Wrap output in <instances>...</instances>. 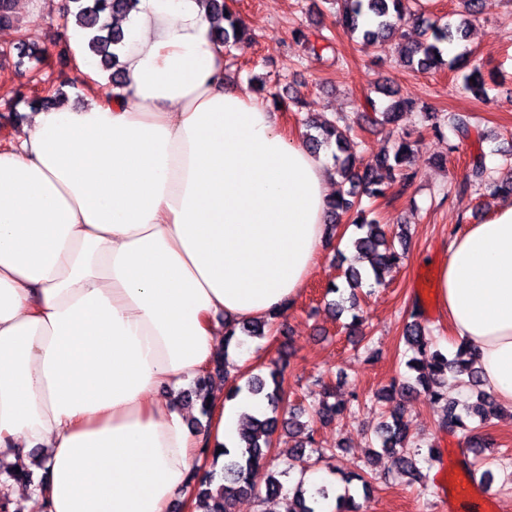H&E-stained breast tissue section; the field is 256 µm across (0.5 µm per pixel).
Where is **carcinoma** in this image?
<instances>
[{
    "mask_svg": "<svg viewBox=\"0 0 512 512\" xmlns=\"http://www.w3.org/2000/svg\"><path fill=\"white\" fill-rule=\"evenodd\" d=\"M210 13L223 19L226 26L215 31V38L224 43L226 50L239 48L252 42V37L238 15L231 11L225 0H204ZM339 4L340 26L343 32L353 36H361L363 43L374 44L380 40L394 39L398 41L402 63L410 70L428 72L445 67L450 71H458L468 63V55L463 53L452 59L444 58L445 44L460 43L466 39L467 23H454L450 20L428 21L424 13L412 9L411 0H336ZM140 0H67L63 16L84 31L85 47L88 53L99 60V65L112 74L120 75L119 55L117 47L124 41L122 29L107 23V19L117 16L125 17L138 9ZM465 87L476 96L487 97L486 82L481 71L473 68L464 77ZM380 93L389 98L382 110L383 122L392 123L407 112L416 108L414 99L400 96L397 92L382 87ZM370 117L359 115L353 119L322 118L316 124L317 133L305 135L308 147L317 152L325 146L332 150L334 170L340 177L341 189L328 203L329 237H334L342 220L347 218L358 231L352 240L357 251V260L368 263V268L349 264L344 276L350 289L348 296H339L332 302L337 314L345 310L358 308L356 290L366 285L372 276H378L382 268L396 264L401 259L397 250L395 237L388 233L375 218H368L362 206L363 198L389 199L395 195V185L405 186L414 178L409 169L412 144L401 139L393 156L385 155L378 167L364 166L356 159L351 150V141L355 126ZM418 311L412 312L413 321L407 326L404 343L407 351L412 353L406 363L414 375L398 388L391 387L385 397L394 401L404 400L414 393H422L435 403H442L445 413L441 426L448 431L461 432L466 443V450L474 456L479 451L474 448L479 439V431L495 414L498 403L488 393L482 392L477 400L458 406L448 402L447 393L443 391L448 375L458 376L467 373L466 384L477 387L482 384L479 371L473 368V358L468 356L465 345H460L454 358L442 352L434 343L432 336L417 318ZM281 314L274 313L268 318L251 321L241 327L248 337L263 338L273 331L280 330L278 320ZM237 338L236 329L225 332L222 347L212 363V370L198 377L192 387L181 394L182 401L189 407L200 403V414L208 415L206 390L214 381L221 377L228 379L230 362L227 348ZM273 369L270 379L260 375L249 376L245 384L237 385L228 390L227 397L236 396L245 389L254 396L266 401V411L256 417H247V424L239 433L238 448L235 455L227 450H210L213 458L225 457L220 470H211L201 477L192 476L198 506L202 512H233L236 500L252 491L250 473L253 469L267 465L274 468L265 484L264 498L288 499L287 512H315L313 503L307 501L302 489L288 494L282 478L287 476L288 469H276L278 454L277 441L281 433L296 439L288 449V456L313 467L326 459H334L343 448H317L312 422L321 424L341 421L351 413L348 403L322 400L311 415V422L300 421L302 411H290L283 415L284 371L286 360L272 361ZM381 440V448L392 458L393 466L413 480L420 478V468L415 460V451L411 450L410 437L401 420L397 408H392L375 430ZM311 453H306V448Z\"/></svg>",
    "mask_w": 512,
    "mask_h": 512,
    "instance_id": "obj_1",
    "label": "carcinoma"
}]
</instances>
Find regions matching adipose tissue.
I'll return each mask as SVG.
<instances>
[{"label":"adipose tissue","instance_id":"1","mask_svg":"<svg viewBox=\"0 0 512 512\" xmlns=\"http://www.w3.org/2000/svg\"><path fill=\"white\" fill-rule=\"evenodd\" d=\"M109 97L31 112L0 148V462L39 450L38 512H172L207 446L235 449L248 392L175 400L224 321L292 306L328 236L323 157L224 85L200 0H141ZM440 310L512 406V199L454 238Z\"/></svg>","mask_w":512,"mask_h":512}]
</instances>
